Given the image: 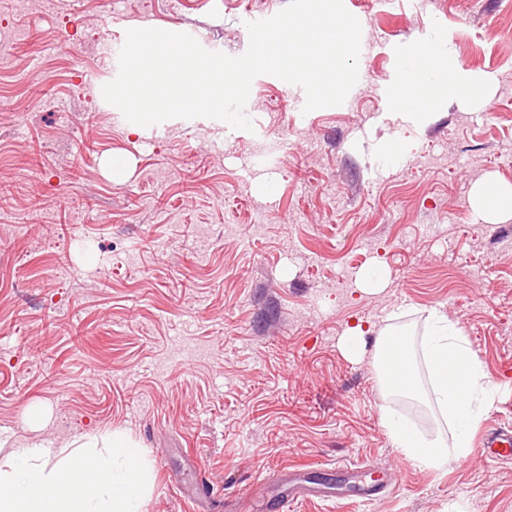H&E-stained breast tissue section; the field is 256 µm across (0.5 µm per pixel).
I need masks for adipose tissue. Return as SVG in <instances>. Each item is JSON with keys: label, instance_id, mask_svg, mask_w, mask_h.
Segmentation results:
<instances>
[{"label": "adipose tissue", "instance_id": "obj_1", "mask_svg": "<svg viewBox=\"0 0 512 512\" xmlns=\"http://www.w3.org/2000/svg\"><path fill=\"white\" fill-rule=\"evenodd\" d=\"M425 57L404 64L406 74L391 82L389 120L418 125L446 86L451 97H469L472 79L450 69L447 42H424ZM473 209L488 222L512 218V185L495 180L477 184ZM430 329L423 339L427 372L441 415L455 430L452 440L428 437L411 429L391 412L381 414L394 447L425 469L444 467L449 459L464 460L473 452L471 437L494 403L480 361L462 329L437 310H430ZM399 334L382 333L374 344L373 364L388 391L409 394L414 369ZM152 484L143 449L113 436L108 447L55 448L41 441L17 449L10 469L0 470V512H143Z\"/></svg>", "mask_w": 512, "mask_h": 512}]
</instances>
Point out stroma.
I'll return each mask as SVG.
<instances>
[{
	"mask_svg": "<svg viewBox=\"0 0 512 512\" xmlns=\"http://www.w3.org/2000/svg\"><path fill=\"white\" fill-rule=\"evenodd\" d=\"M249 0H0V467L35 439L76 447L123 435L145 449V512H269L280 469L347 463L394 480L371 503L310 497L287 512H512V461L480 452L422 469L394 448L382 408L425 407L452 438L427 375V313L458 323L512 429V220L468 197L512 184V0H343L361 24L358 81L305 110L301 86L262 74L252 130L171 118L139 133L102 87L135 26L195 32L245 53ZM486 101L443 100L399 163L385 88L426 36ZM99 69L97 86L75 71ZM283 138L281 156L258 143ZM124 163L122 176L107 162ZM383 265L377 293L358 259ZM366 327L352 360L340 340ZM412 336L413 395L383 393L379 333Z\"/></svg>",
	"mask_w": 512,
	"mask_h": 512,
	"instance_id": "obj_1",
	"label": "stroma"
}]
</instances>
